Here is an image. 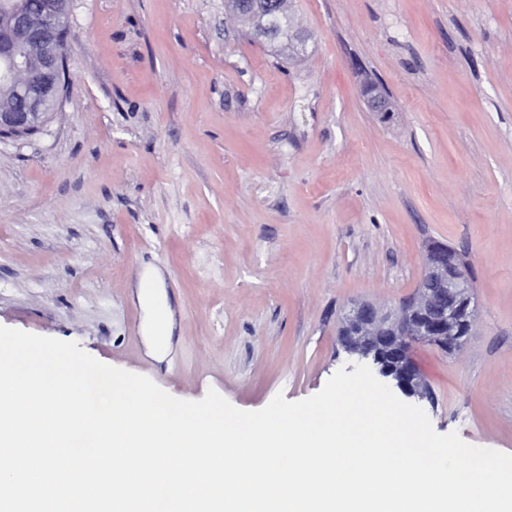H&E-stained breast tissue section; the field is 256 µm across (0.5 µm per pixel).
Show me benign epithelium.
<instances>
[{"instance_id": "benign-epithelium-1", "label": "benign epithelium", "mask_w": 512, "mask_h": 512, "mask_svg": "<svg viewBox=\"0 0 512 512\" xmlns=\"http://www.w3.org/2000/svg\"><path fill=\"white\" fill-rule=\"evenodd\" d=\"M66 52L67 46L45 36L39 16L11 12L0 28V131L22 132L46 123L45 115L60 97ZM364 95L372 111H391L376 86H365ZM471 302L465 265L447 247L433 243L414 295L389 314L369 302L355 305L342 320L339 341L348 353L371 360L378 374L405 395L423 399L428 389L411 357V344L448 352L460 348L475 323Z\"/></svg>"}]
</instances>
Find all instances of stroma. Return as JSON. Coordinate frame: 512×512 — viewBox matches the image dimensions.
<instances>
[{
    "instance_id": "stroma-1",
    "label": "stroma",
    "mask_w": 512,
    "mask_h": 512,
    "mask_svg": "<svg viewBox=\"0 0 512 512\" xmlns=\"http://www.w3.org/2000/svg\"><path fill=\"white\" fill-rule=\"evenodd\" d=\"M295 14L301 61L226 24L224 0H73L62 108L0 138V326L256 411L353 372L343 316L396 310L438 242L465 257L477 315L458 351L413 344L419 406L512 454V0ZM147 266L177 312L161 360L135 295Z\"/></svg>"
}]
</instances>
